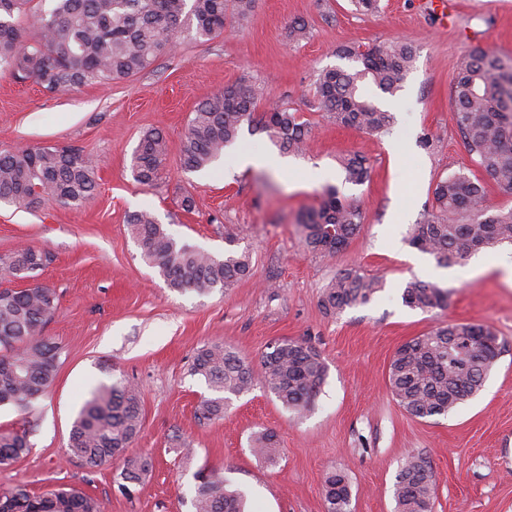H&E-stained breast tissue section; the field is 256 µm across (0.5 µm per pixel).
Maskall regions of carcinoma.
<instances>
[{
    "mask_svg": "<svg viewBox=\"0 0 512 512\" xmlns=\"http://www.w3.org/2000/svg\"><path fill=\"white\" fill-rule=\"evenodd\" d=\"M33 0H0V72L32 80L51 95H64L97 82L121 81L147 69L159 55L174 49L187 34L208 41L224 33L226 12L247 17L255 0H51V8L31 13ZM337 55L354 63L349 69L321 71L315 81L318 108L338 125L368 134L392 127L393 113L363 92L372 84L383 93H396L414 66L415 48L390 41L366 51L341 47ZM456 122L468 152L481 171L504 192H512V58L488 48H476L451 82ZM265 98L256 84H232L199 105L189 119L179 148L183 168L210 166L234 144L243 128L263 133L282 154H302L312 129L297 112L281 105L257 112ZM169 152L158 131L145 133L133 158L135 180L151 185ZM345 182L365 183L367 159L358 152L340 159ZM98 162L75 146H44L0 152V204L38 208L47 202L79 206L95 195ZM435 210L413 225L409 244L448 267L490 246L512 244V208L493 210L485 183L466 174L440 179L433 189ZM141 256L159 269L169 288L205 292L228 288L250 272V254L225 240L224 257L178 242L155 215L140 210L127 219ZM363 224V213L343 200L336 189L325 190L318 207L300 222L304 247L333 255L343 249ZM50 261L48 253L30 246L0 255V405L21 410L52 385L58 367V347L44 336L58 308L56 291L46 285L10 288ZM382 286L381 279L357 269H345L326 289L323 307L340 312L368 304ZM402 302L423 312L448 306V290L412 278L403 288ZM502 352L495 332L483 325L443 323L402 344L389 365L392 394L417 418L446 415L481 390L484 379ZM265 387L288 410L300 412L322 384L325 365L318 351L299 340H282L262 357ZM191 370L202 377L214 396L200 401L201 422L224 417L228 396L253 385V367L236 350L205 344L193 358ZM142 428V400L128 380L93 388L74 420L65 456L95 471L116 458L123 461L118 488L131 493L152 467L147 454L128 449ZM26 434L0 432V464L27 454ZM253 454L273 460L280 453L272 431L252 438ZM194 512H244L243 494L230 489L216 470L196 475ZM435 477L423 456L411 455L396 475L394 497L398 512H432ZM351 490L341 472L324 481L327 512H350ZM0 512H104L103 502L75 488H58L33 496L21 487L0 491Z\"/></svg>",
    "mask_w": 512,
    "mask_h": 512,
    "instance_id": "1",
    "label": "carcinoma"
}]
</instances>
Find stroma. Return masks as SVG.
Masks as SVG:
<instances>
[{"label":"stroma","instance_id":"stroma-1","mask_svg":"<svg viewBox=\"0 0 512 512\" xmlns=\"http://www.w3.org/2000/svg\"><path fill=\"white\" fill-rule=\"evenodd\" d=\"M450 9L446 22L424 0H380L373 14L350 0H255L234 33L180 41L119 83L54 96L0 74V152L73 145L99 165L97 192L82 206L0 205V254L25 244L51 257L32 280L59 297L45 334L60 351L53 385L28 410L0 405V431L27 432L31 444L28 455L0 465V491L67 486L103 501L105 512H193L195 475L206 468L245 493L248 512H326L324 479L336 470L351 484V512H396L395 477L419 453L435 474L433 512H512V283L498 265L512 246L479 251L487 270L473 277L467 261L441 267L408 242L411 225L431 213L440 178L480 173L457 127L454 73L477 47L512 56V0H453ZM296 20L308 27L299 41L288 37ZM390 40L417 50L395 95L366 89L393 113L390 131L368 135L330 121L313 98L319 71L349 68L340 46ZM240 82L300 112L312 127L310 151L288 156L284 171L244 168L240 156L276 151L247 133L211 167L184 170L176 149L193 110ZM151 129L171 150L146 186L134 180L131 159ZM355 151L371 166L361 185L345 183L338 164ZM329 186L355 201L364 220L343 250L324 256L304 248L298 224ZM145 208L177 241L219 257L225 233L234 234L237 250L251 255L249 276L226 290L172 291L127 227ZM354 267L380 277L381 289L366 305L326 311L325 289ZM414 277L447 288V309L405 306L402 287ZM448 321L491 327L503 351L477 395L448 415L413 417L392 395L389 362L401 344ZM280 339L308 342L325 363L307 410H285L258 378L222 419H196L210 393L190 371L199 347L234 346L257 368ZM119 379L140 388L143 422L132 448L153 458L129 495L114 482L116 464L89 472L63 454L92 386ZM264 430L280 443L272 463L250 449Z\"/></svg>","mask_w":512,"mask_h":512}]
</instances>
